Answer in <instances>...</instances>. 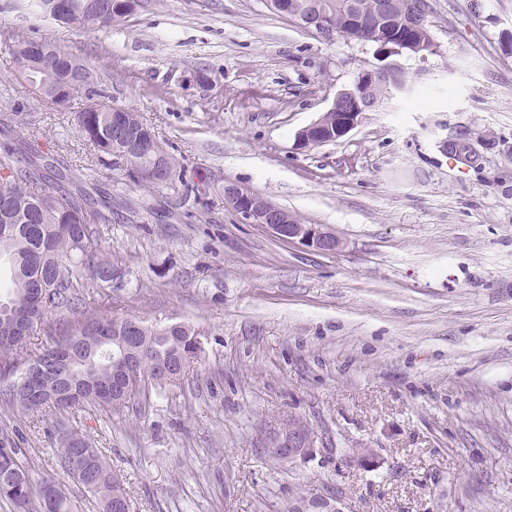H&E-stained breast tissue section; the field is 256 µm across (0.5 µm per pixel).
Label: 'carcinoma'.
Returning a JSON list of instances; mask_svg holds the SVG:
<instances>
[{
	"label": "carcinoma",
	"mask_w": 512,
	"mask_h": 512,
	"mask_svg": "<svg viewBox=\"0 0 512 512\" xmlns=\"http://www.w3.org/2000/svg\"><path fill=\"white\" fill-rule=\"evenodd\" d=\"M71 25L87 32L112 28L128 15L125 0H68ZM288 11L308 28L327 17L340 30L359 17L379 24L380 42L408 48V42L434 46L426 0H288ZM34 39L14 38L16 76L45 78L44 95L55 93L61 83L94 92L90 67L69 49L41 40L44 53L34 56ZM120 109L102 104L95 112L75 113L78 132L116 169L139 172L138 182L150 187L148 166L166 159L169 176L177 161L157 140L138 113L122 109L123 137L112 138V114ZM53 164L49 155L32 145L21 153L0 156V266L10 274L7 297L0 299V376L20 373L8 384L7 405L23 412L44 407L58 413L81 404L110 406L135 395L148 378L175 382L197 358L200 346L192 340L190 326L149 324L132 316L112 314V281L119 268L98 259L102 239L88 219L112 212V198L93 197L85 189H65L50 183ZM63 310L76 314L60 326L48 316ZM26 322L33 332L21 340L12 324ZM45 340H40V337ZM59 454L69 453L66 474L97 498L102 512L119 500L132 508L123 476L93 446L72 431L60 434ZM19 448L0 447V481L14 483L22 492L0 494L16 512H31L34 498L48 491L45 512H73L65 493L52 481L35 477L20 462Z\"/></svg>",
	"instance_id": "1"
}]
</instances>
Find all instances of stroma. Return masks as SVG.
<instances>
[{
	"mask_svg": "<svg viewBox=\"0 0 512 512\" xmlns=\"http://www.w3.org/2000/svg\"><path fill=\"white\" fill-rule=\"evenodd\" d=\"M432 51L329 37L267 0H139L84 33L38 0H0V146L49 150L67 182L112 197L98 224L117 264L113 314L194 328L182 380L108 409L55 417L0 402V445L23 449L76 506L102 512L62 470L55 421L125 479L135 512H286L335 490L347 512H512V0H427ZM87 58L104 103L143 118L178 161L144 188L15 80L11 36ZM393 63L391 93L337 141L299 147L336 92ZM466 144L475 162L449 142ZM344 238L322 254L243 224L225 185ZM308 418L341 449L293 463L259 432ZM373 448L370 470L349 448Z\"/></svg>",
	"mask_w": 512,
	"mask_h": 512,
	"instance_id": "1",
	"label": "stroma"
}]
</instances>
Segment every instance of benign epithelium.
Returning <instances> with one entry per match:
<instances>
[{"mask_svg": "<svg viewBox=\"0 0 512 512\" xmlns=\"http://www.w3.org/2000/svg\"><path fill=\"white\" fill-rule=\"evenodd\" d=\"M391 70L389 65H380L364 71L355 81L359 85L364 82H378L384 79ZM345 105L341 119L336 121V135L339 139L358 125L363 115L362 107L355 90L351 87L339 90L334 96L331 109ZM325 125L320 118L297 134L298 145L307 148L318 144L320 135L316 131ZM224 201L229 204L242 222L255 224L273 237L286 242L302 245L320 253H336L342 250L344 242L334 232L321 224H282L273 216L267 203L260 212L256 206L245 202L239 188L233 184L224 186ZM260 446L272 457L282 460H307L318 453L328 451L326 437L313 424L300 415H288L273 425L268 426L260 436ZM297 512H344L342 499L331 493L316 491L294 503Z\"/></svg>", "mask_w": 512, "mask_h": 512, "instance_id": "benign-epithelium-1", "label": "benign epithelium"}]
</instances>
